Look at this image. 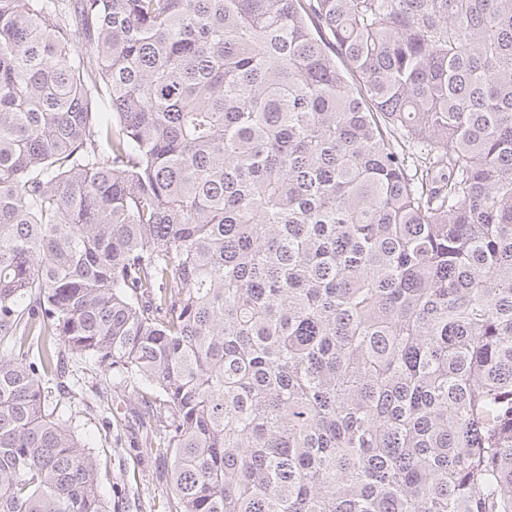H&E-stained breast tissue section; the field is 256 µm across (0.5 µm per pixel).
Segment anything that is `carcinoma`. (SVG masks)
Here are the masks:
<instances>
[{"instance_id":"1","label":"carcinoma","mask_w":512,"mask_h":512,"mask_svg":"<svg viewBox=\"0 0 512 512\" xmlns=\"http://www.w3.org/2000/svg\"><path fill=\"white\" fill-rule=\"evenodd\" d=\"M74 358L162 512H512V0H0V512Z\"/></svg>"}]
</instances>
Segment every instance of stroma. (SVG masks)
Segmentation results:
<instances>
[{"mask_svg": "<svg viewBox=\"0 0 512 512\" xmlns=\"http://www.w3.org/2000/svg\"><path fill=\"white\" fill-rule=\"evenodd\" d=\"M81 380L77 399L63 401L60 410L73 417L81 437L92 446L99 463L100 494L107 512H160L166 496L168 459L144 445L139 416L145 407L131 389L105 382L91 363H72ZM108 396L111 426H104L98 411L101 396Z\"/></svg>", "mask_w": 512, "mask_h": 512, "instance_id": "obj_1", "label": "stroma"}]
</instances>
